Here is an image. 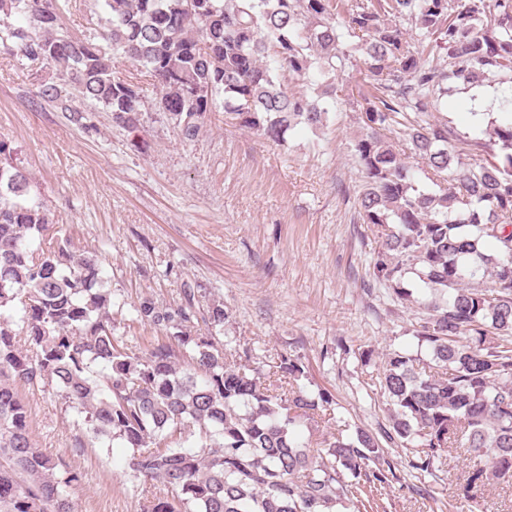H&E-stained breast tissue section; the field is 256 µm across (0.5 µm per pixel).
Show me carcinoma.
<instances>
[{
    "label": "carcinoma",
    "mask_w": 512,
    "mask_h": 512,
    "mask_svg": "<svg viewBox=\"0 0 512 512\" xmlns=\"http://www.w3.org/2000/svg\"><path fill=\"white\" fill-rule=\"evenodd\" d=\"M96 2L104 26L78 37L62 22L66 0H0V48L44 64L35 97L79 125L101 109L136 128L142 74L184 142L219 108L280 142L323 127L342 105L332 78L363 71L373 91L357 93L359 216L380 239L375 281L425 311L417 336L431 361L385 354L373 385L388 425L311 447L303 427L332 394L300 386L297 357L279 355L263 378L251 346L224 348L212 334L223 306L197 312L192 290L176 307L142 298L136 321L158 336L140 351L119 341L100 256L60 235L0 138V512H74L67 490L81 481L34 442L21 387L74 415L72 447L132 449L139 512H380L399 483L392 447L418 449L419 478L445 459L478 461L473 498L512 481V87L486 126L461 133L435 116L452 84L512 83V0ZM117 56L137 75L114 78ZM281 72L303 90L288 92Z\"/></svg>",
    "instance_id": "1"
}]
</instances>
